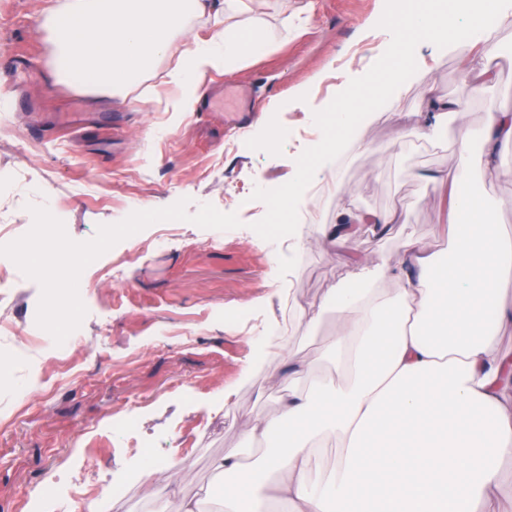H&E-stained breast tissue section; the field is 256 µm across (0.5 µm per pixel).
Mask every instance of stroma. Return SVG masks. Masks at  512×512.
<instances>
[{
	"instance_id": "35a3bbf8",
	"label": "stroma",
	"mask_w": 512,
	"mask_h": 512,
	"mask_svg": "<svg viewBox=\"0 0 512 512\" xmlns=\"http://www.w3.org/2000/svg\"><path fill=\"white\" fill-rule=\"evenodd\" d=\"M57 0H0V67L16 62L28 72L19 84L0 83V97L18 107L0 119V171L14 172L12 193L0 195V277H19L0 290V358L26 336L31 346L0 387L26 388L0 410V512H79L100 485L123 483L112 512H164V500L143 498L124 481L130 465L151 457L175 460L195 481L212 479L211 462L225 449L245 447L240 418L250 411L276 415L289 366L320 361L332 383L344 380L326 349L336 334V312L326 308L307 328L300 305L323 299L349 277L355 254L367 266L396 264L399 244L412 238L447 250L432 230L452 200L426 177L451 170V145L460 129L473 131L470 167L475 192L512 238V152L488 161L479 134L488 114L512 99V19L494 34L496 84L466 87L461 57L467 44L423 62L386 55L364 24L379 0H259L255 12L274 45L234 73L209 72L194 112L176 117L178 92L157 61L123 96L94 104L49 78L52 47L40 31ZM309 21L284 31L297 7ZM421 79L392 108L362 127V148L340 169L341 190L327 199L321 223L340 222L354 207L398 211L406 221L380 231L361 225L342 248L309 237L301 263L289 262L287 242H263L253 227L270 222L269 201L287 174L315 168L322 129L294 106L308 87L312 106L336 100L345 75L388 72L412 65ZM239 85L274 118L282 135L262 147L224 126L225 82ZM455 100L464 120L436 129L426 122L429 97ZM40 133L33 141L32 133ZM49 208L70 252L80 253V289L71 323L77 345L63 366L45 345L49 314L37 309L52 284L37 260L41 229L34 220ZM287 330L291 358L274 357L250 381L240 369L251 339L272 326ZM236 405L224 407L225 390ZM134 407L133 433L113 430L116 411ZM58 489L60 499L41 497Z\"/></svg>"
}]
</instances>
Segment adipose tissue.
Segmentation results:
<instances>
[{
  "instance_id": "1",
  "label": "adipose tissue",
  "mask_w": 512,
  "mask_h": 512,
  "mask_svg": "<svg viewBox=\"0 0 512 512\" xmlns=\"http://www.w3.org/2000/svg\"><path fill=\"white\" fill-rule=\"evenodd\" d=\"M247 8V0H59L41 21L53 48L50 76L112 97L174 54V109L194 111L210 70L233 73L272 45L259 26L224 27L225 16ZM511 8L507 0H462L451 22L418 8L402 28H392L386 10L367 26L383 36L385 52L411 57L423 44L482 43ZM193 18L210 23L212 34L179 48ZM417 77L410 68L392 73L384 94L363 101L353 97L357 78H346L336 99L339 139L294 181L334 180L335 153L360 143L352 115L369 122ZM481 138L491 159L512 148V103L491 112ZM430 181L452 197L448 223L434 227L449 240L448 254L407 240L399 264L354 265L341 287L301 308L311 327L335 306L338 335L329 351L347 383L289 385L278 417L246 420L247 441L262 454L248 463L243 449L226 450L212 463L213 481L194 496L181 491L188 473L167 463L173 512H204L213 502L224 512H485L493 501L497 512H512V498L497 497L500 464L512 459V353L497 345L499 331L512 325V240L473 191L467 163ZM387 281L398 285L389 297L379 288ZM331 438L340 448L335 462L315 469Z\"/></svg>"
}]
</instances>
